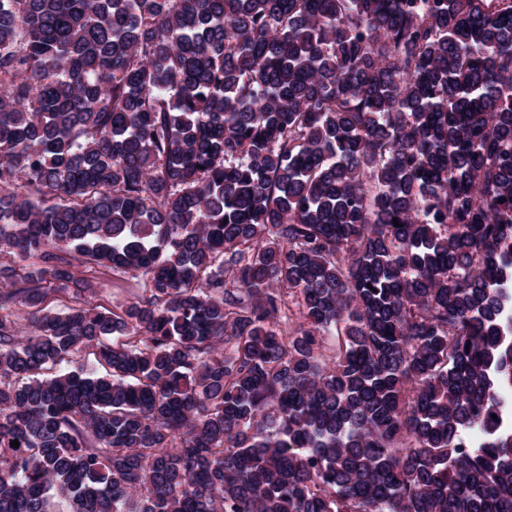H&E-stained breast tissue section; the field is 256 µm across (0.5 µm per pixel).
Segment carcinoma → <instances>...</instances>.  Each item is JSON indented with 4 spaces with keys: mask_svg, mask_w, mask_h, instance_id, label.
<instances>
[{
    "mask_svg": "<svg viewBox=\"0 0 512 512\" xmlns=\"http://www.w3.org/2000/svg\"><path fill=\"white\" fill-rule=\"evenodd\" d=\"M0 284V512H512V0H0ZM86 277L90 280L94 294L92 302L115 310L134 294L141 291L143 281L128 274L109 273L101 269H87Z\"/></svg>",
    "mask_w": 512,
    "mask_h": 512,
    "instance_id": "cac0c4a2",
    "label": "carcinoma"
}]
</instances>
